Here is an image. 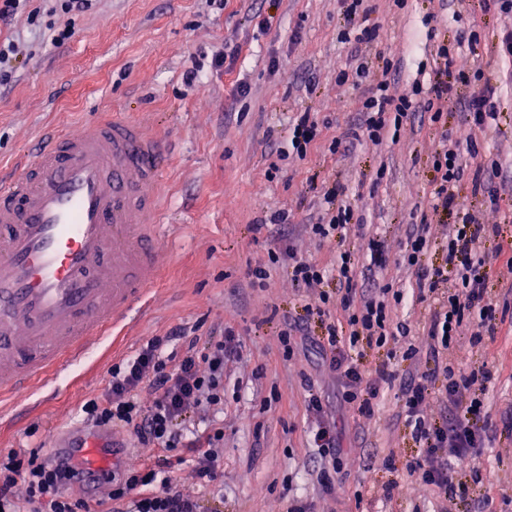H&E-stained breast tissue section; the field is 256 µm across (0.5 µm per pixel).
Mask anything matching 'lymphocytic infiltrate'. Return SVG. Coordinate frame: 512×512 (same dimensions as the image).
Listing matches in <instances>:
<instances>
[{
	"label": "lymphocytic infiltrate",
	"instance_id": "obj_1",
	"mask_svg": "<svg viewBox=\"0 0 512 512\" xmlns=\"http://www.w3.org/2000/svg\"><path fill=\"white\" fill-rule=\"evenodd\" d=\"M449 74L448 68H441L430 90L416 85L398 97L390 95L385 79L366 89L356 123L361 138L381 143L390 127L400 125L412 112L427 113L430 122H440L445 103L455 94ZM497 102L496 86L484 82L464 104L461 133L444 138L435 153V214L455 210V187L464 174H471L474 187L495 188L500 168L493 161H478L476 133L496 120ZM467 156L476 158L474 170H467L463 162ZM342 195L339 186L328 187L323 193L324 212L306 227L334 252L335 272L295 258L288 264V276L310 296L306 312L325 330L319 346L325 366L336 375L345 407L372 416L383 386L399 382L400 415L420 451L404 462L393 450L388 460L401 464L412 484L453 502L465 495L468 484L458 478V465L470 463L494 428L484 399L475 396L471 387L478 381L491 382L494 375L486 367L462 373L452 365H438L437 359L459 345L465 318H479L470 345L495 331L496 309L488 297L490 264L475 255L486 227L473 213L457 212L448 227V256L439 267L423 262L431 246L430 225L409 232L403 261L416 274L417 298L436 303L424 328L435 365L421 375L402 378L398 375L401 364L420 357L409 340L410 328L393 316L406 294L388 282L369 290L358 288L359 266L347 244L354 211ZM374 348L385 349L386 358L369 372L361 359ZM241 357V345L230 326L202 342L186 339L179 328L150 337L133 354L112 364L101 395L89 398L80 408L87 425L98 431L126 432L146 448V456L116 466L101 479L70 456H46L36 448L0 450V512H112L113 504L119 502L126 503L125 512H204L203 489L224 476V425L210 421L209 416L223 411L224 368ZM437 385L442 386L451 411L450 420L442 423L424 412V403ZM306 409L317 422L310 437L322 459L317 478L330 492L341 472L339 437L321 396L309 393ZM185 464L195 484L191 491L174 478L177 467ZM101 480L109 486L107 498L89 499L70 492L74 485Z\"/></svg>",
	"mask_w": 512,
	"mask_h": 512
}]
</instances>
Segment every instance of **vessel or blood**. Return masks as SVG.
Returning a JSON list of instances; mask_svg holds the SVG:
<instances>
[{
    "instance_id": "1",
    "label": "vessel or blood",
    "mask_w": 512,
    "mask_h": 512,
    "mask_svg": "<svg viewBox=\"0 0 512 512\" xmlns=\"http://www.w3.org/2000/svg\"><path fill=\"white\" fill-rule=\"evenodd\" d=\"M165 140L142 123L102 118L46 133L33 159L0 177V396L19 395L125 328L165 267ZM103 435H70L92 456Z\"/></svg>"
}]
</instances>
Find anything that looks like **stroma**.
<instances>
[{
	"label": "stroma",
	"instance_id": "35a3bbf8",
	"mask_svg": "<svg viewBox=\"0 0 512 512\" xmlns=\"http://www.w3.org/2000/svg\"><path fill=\"white\" fill-rule=\"evenodd\" d=\"M33 5L38 20L22 10L0 24V38L15 45L12 79L0 84V168L30 156L46 132L79 131L99 113L139 120L168 142L163 206L171 237L161 283L135 322L105 336L63 376L47 378L0 410V448L29 446L53 455L61 437L78 429L82 403L102 389L118 358L177 325L204 337L227 324L243 358L224 370V500L205 494L204 507L287 512L290 499L302 498L315 512H439L432 491L410 487L402 469L387 463L391 449L406 460L419 452L411 430L396 421L398 388L384 391L374 416L359 417L340 406L336 376L314 354L283 358L280 318L305 317L307 299L282 263L272 268L266 290L251 287L248 268L267 262L274 246L252 225L287 212V247L333 265V252L303 227L322 210L324 187L340 185L364 226L347 238L359 266L370 262L366 236L380 235L385 280L413 289L414 275L402 262L410 225L424 218L432 225L436 242L427 264L441 265L447 255L455 218L432 213V161L443 131L455 130L464 100L479 86L474 73L490 77L500 92L496 123L477 134L480 154L501 164L512 182V63L497 53L512 20L484 11L479 0H363L352 16L343 0H95L79 15L52 12L51 0ZM63 26L71 28V40L52 45ZM366 27L375 28L374 40L343 41L342 32ZM443 43L452 73L470 81L459 86L440 123L412 115L395 138L360 141L336 156L327 151L325 140L353 128L365 87L381 78L383 57L399 65L390 86L399 96L412 85L429 86ZM232 46L239 49L234 64L214 70L215 55ZM356 52L370 63L361 86H338L337 73ZM192 71L199 82H187ZM239 84L245 94L232 95ZM302 112L321 123L322 141L301 159L284 150L289 122ZM457 201L489 225L485 252L512 243V191L493 202L466 177ZM488 295L502 325L473 347L472 326L463 324V343L448 360L467 372L484 363L494 367L488 387L473 391L484 394L498 419L512 413V265L494 263ZM307 376L313 389L303 385ZM311 391L329 399L343 448L342 477L331 493L316 479L321 460L309 440L315 421L305 410ZM476 465L485 478L470 485L455 512H475L484 499L494 512H512V431L498 429Z\"/></svg>",
	"mask_w": 512,
	"mask_h": 512
}]
</instances>
